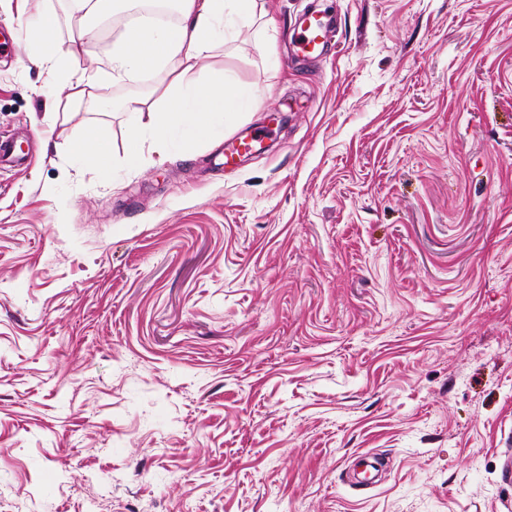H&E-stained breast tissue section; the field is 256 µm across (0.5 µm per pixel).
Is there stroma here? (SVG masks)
Masks as SVG:
<instances>
[{"instance_id":"35a3bbf8","label":"stroma","mask_w":512,"mask_h":512,"mask_svg":"<svg viewBox=\"0 0 512 512\" xmlns=\"http://www.w3.org/2000/svg\"><path fill=\"white\" fill-rule=\"evenodd\" d=\"M311 8L337 47L290 60ZM47 9L68 40L66 0H0L35 157L0 174V512H512V0H264L199 62L236 107L142 164L128 10L52 72ZM92 126L104 171L68 149ZM59 17L54 10H46L41 13L31 31V41L34 54L31 57L32 63L42 67L57 65L58 58L64 51L63 45L58 38ZM97 84V77L94 74L75 72L68 75L65 88L68 90L67 99L69 102H78L91 96L92 89ZM274 129L270 126L258 128L251 135L250 139L246 137H233L227 140L224 146V163L225 165H235L237 158L252 150L264 139L270 138L274 134Z\"/></svg>"}]
</instances>
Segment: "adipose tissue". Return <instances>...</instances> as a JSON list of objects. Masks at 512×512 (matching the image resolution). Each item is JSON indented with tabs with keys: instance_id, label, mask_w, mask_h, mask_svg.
I'll use <instances>...</instances> for the list:
<instances>
[{
	"instance_id": "adipose-tissue-1",
	"label": "adipose tissue",
	"mask_w": 512,
	"mask_h": 512,
	"mask_svg": "<svg viewBox=\"0 0 512 512\" xmlns=\"http://www.w3.org/2000/svg\"><path fill=\"white\" fill-rule=\"evenodd\" d=\"M180 22L170 25L160 15L128 25L112 50L109 76L121 84L152 69L168 77L162 95L135 94L125 98L122 111L147 116L153 132L152 150L163 154L170 130L191 124L198 134H207L213 113L235 104L226 93L223 72L199 69L198 61L211 49L216 29L230 32L262 11V0H175ZM59 17L53 10L41 13L31 31L32 63L56 65L63 52L58 38Z\"/></svg>"
}]
</instances>
